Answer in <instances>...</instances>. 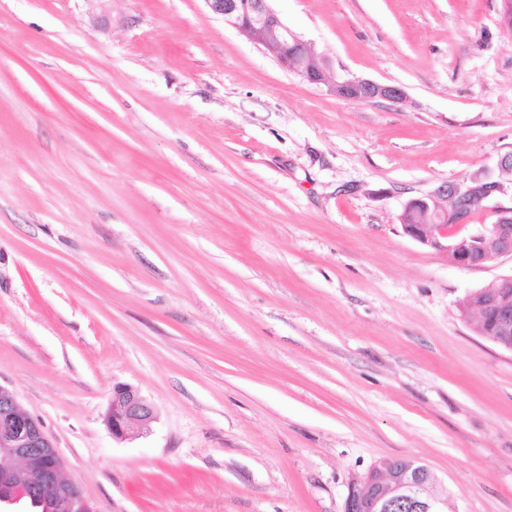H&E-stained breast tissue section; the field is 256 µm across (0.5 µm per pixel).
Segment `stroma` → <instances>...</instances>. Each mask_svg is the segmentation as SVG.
<instances>
[{
  "instance_id": "1",
  "label": "stroma",
  "mask_w": 512,
  "mask_h": 512,
  "mask_svg": "<svg viewBox=\"0 0 512 512\" xmlns=\"http://www.w3.org/2000/svg\"><path fill=\"white\" fill-rule=\"evenodd\" d=\"M334 73L204 0H0V386L95 512H342L374 461L512 512V353L400 223L512 151L503 0H273ZM159 418L113 441L115 383ZM273 0H204L208 9L246 38L261 45L285 70L311 84H327L336 96L347 100L402 102L405 91L396 85L339 76L327 79L330 63H316L314 46L302 39L273 9Z\"/></svg>"
}]
</instances>
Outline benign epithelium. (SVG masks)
<instances>
[{
    "mask_svg": "<svg viewBox=\"0 0 512 512\" xmlns=\"http://www.w3.org/2000/svg\"><path fill=\"white\" fill-rule=\"evenodd\" d=\"M208 9L246 38L261 45L285 70L311 84H326L347 100L399 103L405 91L396 85L339 76L327 79L328 61L318 64L312 43L302 39L271 6V0H204ZM504 192V185L484 173L463 182L443 183L405 207L430 214L426 224H405L404 232L435 250L447 252L463 267H484L512 257V223H504L511 208L496 210L495 223L462 237L453 229L465 224L473 201L486 202ZM481 336L512 352V303L492 295L472 305ZM157 419L155 407L136 387L118 383L112 391L105 424L117 442L130 440ZM0 455L15 462L0 467V512H27V500L48 505L47 512L64 506L69 512H93L79 485L61 477L64 462L41 423L23 409L15 394L0 386ZM436 478L429 467L410 459L400 466L391 459L374 462L347 485L343 512H447L448 494L433 491Z\"/></svg>",
    "mask_w": 512,
    "mask_h": 512,
    "instance_id": "7a95c632",
    "label": "benign epithelium"
}]
</instances>
